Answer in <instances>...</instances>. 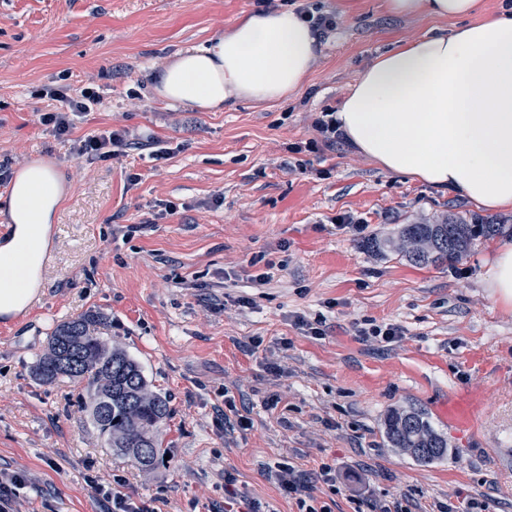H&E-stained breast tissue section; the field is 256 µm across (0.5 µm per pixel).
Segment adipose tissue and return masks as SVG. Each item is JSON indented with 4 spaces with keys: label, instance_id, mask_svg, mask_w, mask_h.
<instances>
[{
    "label": "adipose tissue",
    "instance_id": "1",
    "mask_svg": "<svg viewBox=\"0 0 512 512\" xmlns=\"http://www.w3.org/2000/svg\"><path fill=\"white\" fill-rule=\"evenodd\" d=\"M389 14L451 21L377 56L335 114L347 141L383 170L458 194L490 209H512V12L485 0H384ZM321 50L297 9L240 17L209 45L176 52L152 75L169 105L220 112L240 101L280 102L302 89ZM483 100L491 111L479 112ZM62 196L55 172H20L11 200V250L38 254L30 222L51 223ZM512 310V243L497 245L483 280Z\"/></svg>",
    "mask_w": 512,
    "mask_h": 512
}]
</instances>
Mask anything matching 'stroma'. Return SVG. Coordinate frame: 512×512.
<instances>
[{
	"instance_id": "35a3bbf8",
	"label": "stroma",
	"mask_w": 512,
	"mask_h": 512,
	"mask_svg": "<svg viewBox=\"0 0 512 512\" xmlns=\"http://www.w3.org/2000/svg\"><path fill=\"white\" fill-rule=\"evenodd\" d=\"M316 2L338 26L307 88L203 112L158 101L151 76L259 0H0V165L17 172L37 151L65 185L39 305L0 314V471L25 481L15 512H106L90 484L118 478L153 512H224L228 474L269 512H298L268 477L279 462L335 468L336 485L313 483L331 512L393 498L400 512H512V312L482 284L492 240L452 265L364 248L400 225L451 218L504 225L512 242V209L386 172L348 145L293 170V145L315 138L314 118L339 108L379 53L451 24L388 14L383 0ZM58 85L105 97L70 142L40 122L56 106L43 91ZM111 127L157 137L171 154L77 156L76 139ZM343 213L363 231L336 224ZM89 311L106 315L100 336L169 401L153 470L112 452L82 383L32 374L56 324ZM299 315L323 317V335ZM372 324L403 334L361 336ZM400 406L425 410L448 439L446 460L425 466L387 447L384 418Z\"/></svg>"
}]
</instances>
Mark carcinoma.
<instances>
[{"mask_svg":"<svg viewBox=\"0 0 512 512\" xmlns=\"http://www.w3.org/2000/svg\"><path fill=\"white\" fill-rule=\"evenodd\" d=\"M501 224H403L396 238L374 239L365 249L396 252L416 265L459 261L479 237L500 234ZM106 317L89 312L57 324L48 349L36 361L35 375L44 384L60 376L86 382L84 404L102 435L143 469L161 454L160 424L169 415L166 397L154 391L142 367L124 349L97 334ZM388 446L419 464L448 456V438L437 432L426 412L416 407L388 411L383 430Z\"/></svg>","mask_w":512,"mask_h":512,"instance_id":"1","label":"carcinoma"}]
</instances>
